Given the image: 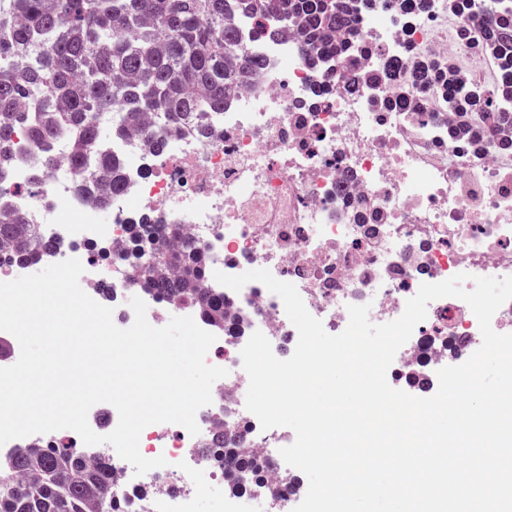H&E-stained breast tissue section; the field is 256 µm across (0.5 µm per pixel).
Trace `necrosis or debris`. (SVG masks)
Segmentation results:
<instances>
[{
  "instance_id": "1",
  "label": "necrosis or debris",
  "mask_w": 512,
  "mask_h": 512,
  "mask_svg": "<svg viewBox=\"0 0 512 512\" xmlns=\"http://www.w3.org/2000/svg\"><path fill=\"white\" fill-rule=\"evenodd\" d=\"M244 45L266 65L254 85L237 94L224 111L212 113L209 139L185 127L157 125L165 141L154 152L127 135L107 145L122 161L125 187L112 198L111 223L97 229L89 218L95 207L79 192V173L51 171L35 180L39 148L27 146L8 175L12 207L57 238L61 259L89 265L79 243L102 235L119 256L94 268L85 292L101 300V285L113 300L141 295L146 317L160 326L173 308L133 281V263L121 260L132 223L144 213L161 217L150 236L162 240L166 224H185L206 250L209 270L236 275L266 269L296 286L306 308L325 331L339 333L349 322L348 305H369V319L382 324L399 318L421 284L457 274L512 276V129L493 131L490 145H472L453 130L470 126L468 115L449 111L438 93L421 98L422 107L394 110L393 98L410 87L413 66L448 58L458 84L496 83V51L483 46L481 22H466L448 0H431L429 9H380L360 16L358 29L374 55L359 62V88L341 74L305 62L295 25L279 36L252 34L251 17L233 18ZM397 59L393 79L372 82L377 60ZM331 91L314 99L316 85ZM224 301L241 319L240 328L218 336L227 354L208 352L209 364L228 369L212 387L213 401L196 416L198 435L169 424L147 426L139 446L147 458L165 456L167 466L152 475L167 484L153 498L150 512H193L199 490L197 470L221 477L200 448L218 434L243 432L245 450L268 466L273 493L292 502L303 488L282 487L281 441L264 432L244 403L249 379L240 351L253 332L272 348L296 346L298 332L282 300L257 281L240 291L225 290ZM482 344L479 323L468 304L456 297L432 301L426 319L396 354L395 369L411 386L433 384L439 369L466 361ZM114 478L116 506L144 496V479L113 448H106ZM229 504L267 489L243 478Z\"/></svg>"
}]
</instances>
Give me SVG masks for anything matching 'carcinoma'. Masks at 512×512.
I'll use <instances>...</instances> for the list:
<instances>
[{
    "instance_id": "obj_1",
    "label": "carcinoma",
    "mask_w": 512,
    "mask_h": 512,
    "mask_svg": "<svg viewBox=\"0 0 512 512\" xmlns=\"http://www.w3.org/2000/svg\"><path fill=\"white\" fill-rule=\"evenodd\" d=\"M428 0H0V183L6 182L20 151L18 133L47 145L61 131L73 138L69 165L82 172L80 189L99 206L123 188L120 160L101 148L96 114L108 117L113 133L135 132L160 152L163 141L144 123L148 113L195 127L208 137L204 116L224 111L243 85L264 70L234 26L235 11L259 19L256 34L273 38L272 20L300 25L305 61L332 59L351 71L357 55L369 52L358 32L359 15L381 5L418 11ZM484 42L498 50L496 86H460L451 64L431 60L413 73L412 92L436 91L448 108L469 112L474 132L491 124L512 126V0H495L482 19ZM175 241L156 248L147 270L173 269V278H149L156 292L184 304L219 332L226 331L224 291L207 286L205 250L182 224L164 225ZM37 227L0 203V252L16 267L56 261L58 244L44 239L33 254ZM236 439L216 440L210 456L224 466V483L237 489L238 473L255 482L266 476L262 460L225 453ZM0 512H114L111 465L90 462L73 446L36 444L0 465Z\"/></svg>"
}]
</instances>
